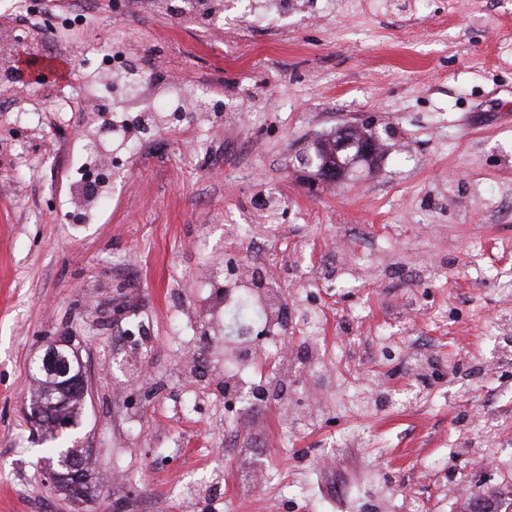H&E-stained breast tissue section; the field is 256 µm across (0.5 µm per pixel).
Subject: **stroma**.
<instances>
[{"label": "stroma", "mask_w": 512, "mask_h": 512, "mask_svg": "<svg viewBox=\"0 0 512 512\" xmlns=\"http://www.w3.org/2000/svg\"><path fill=\"white\" fill-rule=\"evenodd\" d=\"M221 0L214 26L167 0H32L26 28L0 0L9 66L61 55L70 70L107 43L224 100L124 158L123 187L91 224L59 217L62 169L98 125L42 109L63 83L21 76L0 96V512H466L472 493L512 490V0ZM344 121L391 126L382 164L359 184H311L296 158ZM269 253L319 292L332 357L327 409L289 431L277 409L224 408V324L203 280L241 263L224 227L265 221ZM357 280L321 288L320 266ZM143 336L124 335L137 316ZM88 392L74 434L94 496L73 503L48 477L30 418L31 360L61 338ZM426 348L441 376L420 396L365 415L350 393L403 387L404 365L374 345Z\"/></svg>", "instance_id": "obj_1"}]
</instances>
